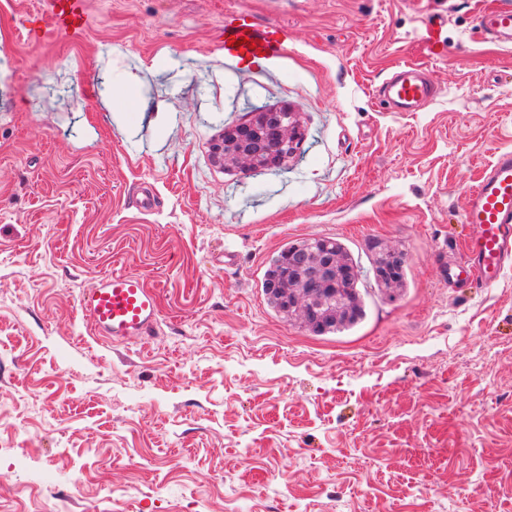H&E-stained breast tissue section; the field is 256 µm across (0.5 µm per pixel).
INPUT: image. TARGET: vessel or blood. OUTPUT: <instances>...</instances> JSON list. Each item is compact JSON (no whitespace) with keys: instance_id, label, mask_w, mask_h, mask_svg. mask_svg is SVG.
<instances>
[{"instance_id":"1","label":"vessel or blood","mask_w":512,"mask_h":512,"mask_svg":"<svg viewBox=\"0 0 512 512\" xmlns=\"http://www.w3.org/2000/svg\"><path fill=\"white\" fill-rule=\"evenodd\" d=\"M51 21L60 30L75 31L86 23L85 0H50ZM480 24L495 42L512 45V5L507 0L482 15ZM240 41V54H249V41H257L262 52L276 49L270 38L260 37L249 24L230 30ZM379 95L394 112H418L437 95L436 86L421 67L401 65L384 81ZM461 219L469 228L464 241L466 259L458 264L456 281L488 287L497 283L512 265V150L500 152L487 165L477 185L464 203ZM83 315L96 335L114 343L148 337L159 316V297L155 289L139 276L112 272L80 301Z\"/></svg>"}]
</instances>
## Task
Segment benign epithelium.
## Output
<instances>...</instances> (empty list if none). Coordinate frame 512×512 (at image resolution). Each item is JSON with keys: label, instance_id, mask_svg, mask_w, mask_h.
Returning a JSON list of instances; mask_svg holds the SVG:
<instances>
[{"label": "benign epithelium", "instance_id": "benign-epithelium-1", "mask_svg": "<svg viewBox=\"0 0 512 512\" xmlns=\"http://www.w3.org/2000/svg\"><path fill=\"white\" fill-rule=\"evenodd\" d=\"M301 137L295 113L288 122L276 112H255L237 126L227 128L211 145L212 157L224 168L244 174L260 169L282 168L294 153ZM288 277L294 292L288 294V306L296 311L311 331L333 315L322 298L358 277V270L342 257L325 250L318 254L297 253L288 261Z\"/></svg>", "mask_w": 512, "mask_h": 512}]
</instances>
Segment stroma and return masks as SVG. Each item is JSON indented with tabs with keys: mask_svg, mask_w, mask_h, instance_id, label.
<instances>
[{
	"mask_svg": "<svg viewBox=\"0 0 512 512\" xmlns=\"http://www.w3.org/2000/svg\"><path fill=\"white\" fill-rule=\"evenodd\" d=\"M494 2L85 0L61 32L42 0H0V512H512V268L447 278L468 192L512 149ZM241 20L276 32L269 65L225 55ZM404 63L438 89L422 111L375 94ZM283 106L285 168L215 163L226 127ZM323 237L410 261L395 299L316 336L262 282ZM114 271L157 290L148 339L83 316Z\"/></svg>",
	"mask_w": 512,
	"mask_h": 512,
	"instance_id": "stroma-1",
	"label": "stroma"
}]
</instances>
